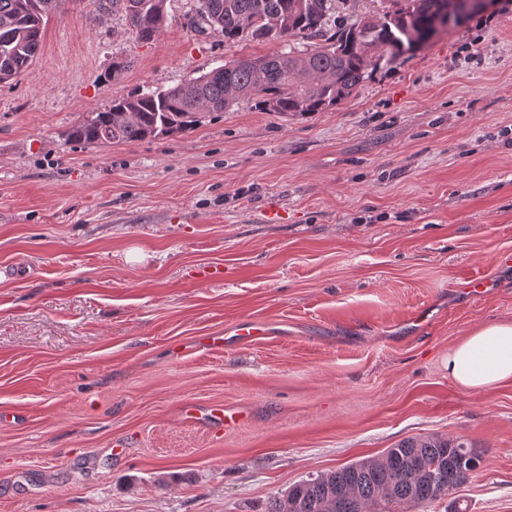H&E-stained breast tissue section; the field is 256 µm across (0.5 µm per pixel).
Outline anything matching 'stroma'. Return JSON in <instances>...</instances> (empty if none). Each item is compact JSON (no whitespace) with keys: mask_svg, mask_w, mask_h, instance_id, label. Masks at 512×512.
Masks as SVG:
<instances>
[{"mask_svg":"<svg viewBox=\"0 0 512 512\" xmlns=\"http://www.w3.org/2000/svg\"><path fill=\"white\" fill-rule=\"evenodd\" d=\"M190 7L142 43L67 0L0 84V512H267L434 435L480 468L427 512H512V382L446 367L512 322V0L324 112L243 101L172 137L65 141L113 99L280 48L196 34ZM245 321L267 335L203 347ZM187 403L244 417L222 433Z\"/></svg>","mask_w":512,"mask_h":512,"instance_id":"obj_1","label":"stroma"}]
</instances>
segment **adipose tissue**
I'll return each instance as SVG.
<instances>
[{"instance_id":"ef3b65f1","label":"adipose tissue","mask_w":512,"mask_h":512,"mask_svg":"<svg viewBox=\"0 0 512 512\" xmlns=\"http://www.w3.org/2000/svg\"><path fill=\"white\" fill-rule=\"evenodd\" d=\"M448 375L465 389L512 380V323H492L448 350Z\"/></svg>"}]
</instances>
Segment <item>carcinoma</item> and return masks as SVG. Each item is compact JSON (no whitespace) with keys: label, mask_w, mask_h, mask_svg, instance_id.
Instances as JSON below:
<instances>
[{"label":"carcinoma","mask_w":512,"mask_h":512,"mask_svg":"<svg viewBox=\"0 0 512 512\" xmlns=\"http://www.w3.org/2000/svg\"><path fill=\"white\" fill-rule=\"evenodd\" d=\"M58 0H0V83L33 63ZM392 7L326 35L336 0H193L190 27L218 32L224 42L302 43L287 52L240 57L188 81L112 100L75 124L67 140L84 146L130 144L199 126L242 100L264 112L309 114L335 107L368 73L418 46L429 22L451 14L455 0H390ZM96 10L124 13L140 42L168 21L167 0H94ZM325 38L323 45L304 43ZM479 465L464 442L409 438L381 458L362 460L303 480L272 502L269 512H405L465 484Z\"/></svg>","instance_id":"cac0c4a2"}]
</instances>
